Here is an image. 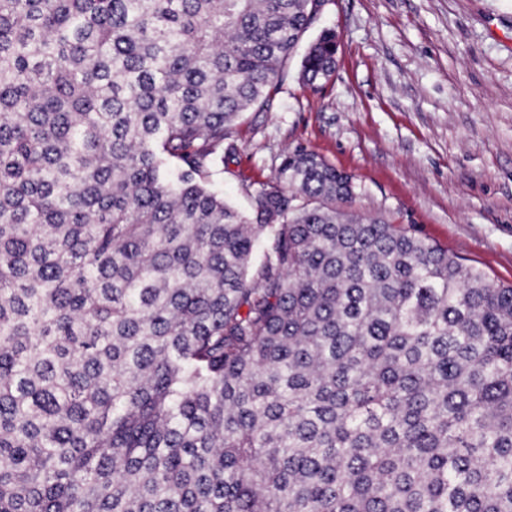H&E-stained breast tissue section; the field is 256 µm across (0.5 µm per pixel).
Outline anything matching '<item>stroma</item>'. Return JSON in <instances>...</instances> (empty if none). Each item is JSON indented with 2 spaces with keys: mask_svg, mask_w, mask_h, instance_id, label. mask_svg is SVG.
<instances>
[{
  "mask_svg": "<svg viewBox=\"0 0 512 512\" xmlns=\"http://www.w3.org/2000/svg\"><path fill=\"white\" fill-rule=\"evenodd\" d=\"M338 42L318 90L292 61L275 107L235 127L213 181L247 206L283 151L302 146L350 174L357 212L512 284V0H327Z\"/></svg>",
  "mask_w": 512,
  "mask_h": 512,
  "instance_id": "35a3bbf8",
  "label": "stroma"
}]
</instances>
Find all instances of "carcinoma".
I'll return each mask as SVG.
<instances>
[{
	"label": "carcinoma",
	"mask_w": 512,
	"mask_h": 512,
	"mask_svg": "<svg viewBox=\"0 0 512 512\" xmlns=\"http://www.w3.org/2000/svg\"><path fill=\"white\" fill-rule=\"evenodd\" d=\"M325 2L0 0V512H512V285L303 147L211 187Z\"/></svg>",
	"instance_id": "carcinoma-1"
}]
</instances>
